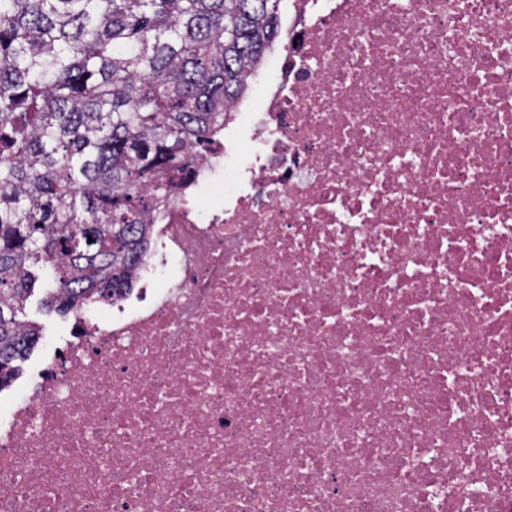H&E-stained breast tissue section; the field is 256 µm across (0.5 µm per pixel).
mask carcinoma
<instances>
[{
  "label": "carcinoma",
  "instance_id": "carcinoma-1",
  "mask_svg": "<svg viewBox=\"0 0 512 512\" xmlns=\"http://www.w3.org/2000/svg\"><path fill=\"white\" fill-rule=\"evenodd\" d=\"M282 0H0V389L53 267L64 313L110 301L149 214L196 177L280 37Z\"/></svg>",
  "mask_w": 512,
  "mask_h": 512
}]
</instances>
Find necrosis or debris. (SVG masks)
Segmentation results:
<instances>
[{
    "mask_svg": "<svg viewBox=\"0 0 512 512\" xmlns=\"http://www.w3.org/2000/svg\"><path fill=\"white\" fill-rule=\"evenodd\" d=\"M132 289L0 396V512H512V0H289Z\"/></svg>",
    "mask_w": 512,
    "mask_h": 512,
    "instance_id": "obj_1",
    "label": "necrosis or debris"
}]
</instances>
